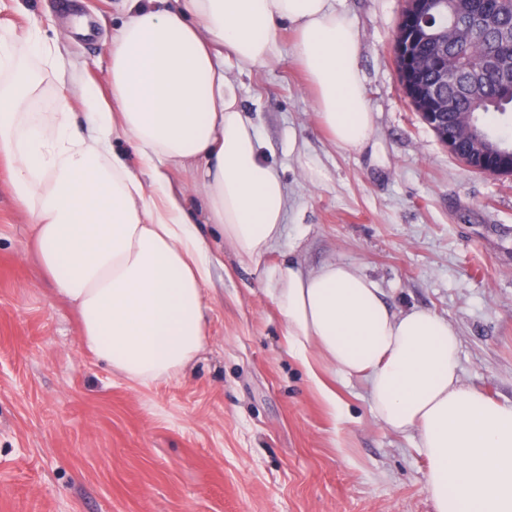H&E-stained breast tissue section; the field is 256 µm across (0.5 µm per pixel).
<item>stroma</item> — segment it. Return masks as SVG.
Here are the masks:
<instances>
[{"mask_svg":"<svg viewBox=\"0 0 512 512\" xmlns=\"http://www.w3.org/2000/svg\"><path fill=\"white\" fill-rule=\"evenodd\" d=\"M0 0V23L62 36L70 105L109 89L122 0ZM405 0H342L360 40L379 162L336 146L295 61L227 70L286 184L281 240L239 262L204 213L212 245L209 344L184 375L138 385L81 346V327L34 258L0 168V512H434L415 434L385 427L360 381L336 384L350 421L288 353L263 271L355 266L394 310L419 308L458 335L464 383L512 403V177L449 155L404 97L392 43Z\"/></svg>","mask_w":512,"mask_h":512,"instance_id":"35a3bbf8","label":"stroma"}]
</instances>
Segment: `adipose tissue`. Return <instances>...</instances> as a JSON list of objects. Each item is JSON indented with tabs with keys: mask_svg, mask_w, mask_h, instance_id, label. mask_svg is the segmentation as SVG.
Instances as JSON below:
<instances>
[{
	"mask_svg": "<svg viewBox=\"0 0 512 512\" xmlns=\"http://www.w3.org/2000/svg\"><path fill=\"white\" fill-rule=\"evenodd\" d=\"M112 35L111 98L82 87L75 119L58 38L0 30V164L28 220L27 247L76 311L81 344L124 379L180 376L205 350L209 241L201 207L243 263L281 238L286 186L259 126L240 105L225 61L277 56L296 32L295 59L338 145L373 148L359 36L335 0H124ZM57 110L32 111L45 75ZM191 173L196 198L171 174ZM291 356L337 407L327 375L364 382L373 415L416 434L435 512H512V404L465 385L446 319L390 310L354 266L306 273L284 261L265 273Z\"/></svg>",
	"mask_w": 512,
	"mask_h": 512,
	"instance_id": "1",
	"label": "adipose tissue"
}]
</instances>
